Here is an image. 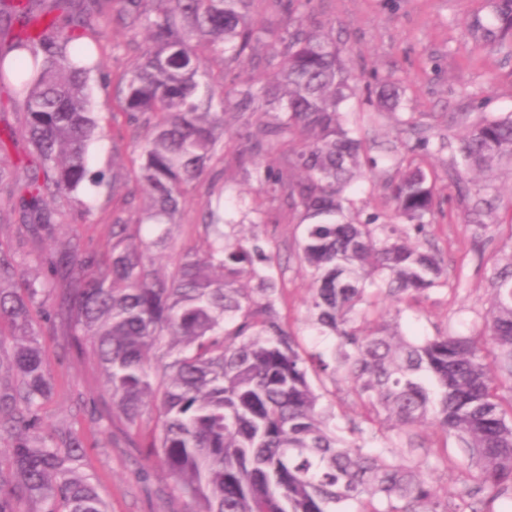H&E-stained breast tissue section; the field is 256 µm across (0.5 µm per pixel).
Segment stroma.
Masks as SVG:
<instances>
[{
	"label": "stroma",
	"mask_w": 512,
	"mask_h": 512,
	"mask_svg": "<svg viewBox=\"0 0 512 512\" xmlns=\"http://www.w3.org/2000/svg\"><path fill=\"white\" fill-rule=\"evenodd\" d=\"M313 15L324 27L334 28L336 40L355 74L371 80L380 76L400 84L404 110L430 127L447 125L448 146L432 158L437 207L433 240L443 253L448 284L432 290L420 310L389 307L382 321H400L409 338L435 335L437 329L467 334L482 326L491 309L490 280L503 259L512 253V164L481 174L476 186L459 189L462 171L457 165L459 114L471 120L512 113V37L486 41L474 34L485 23L495 0H314ZM96 37L104 58L101 71L89 84L95 110L105 131L90 147L92 170L120 169L130 173V152L113 155L111 133L121 127L123 115L112 112L114 85L132 62L138 42L121 26L103 20ZM349 124L364 137L371 155L399 158L414 136L401 133L390 119L368 112L360 99L346 107ZM23 102L10 88L0 87V165L25 162L22 134ZM203 187L188 195L179 226L173 230L169 256L198 245L194 230L200 221ZM121 199L101 194L93 212L76 218L64 199L51 200L56 212L52 240H29L17 215L8 211L0 192V254L27 276L42 272L45 258L68 241L81 239L95 249L107 239L112 212ZM280 271L288 288L287 322L300 327L306 315L304 300L311 283L309 270L293 252L280 254ZM48 366L54 392L40 417L45 431L67 429L84 440L79 470L108 503L109 512H187L173 494L174 479L160 467L146 466L138 451L114 444L105 419L106 397L102 374L91 350L63 353L47 340Z\"/></svg>",
	"instance_id": "1"
}]
</instances>
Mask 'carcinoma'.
Masks as SVG:
<instances>
[{"label": "carcinoma", "mask_w": 512, "mask_h": 512, "mask_svg": "<svg viewBox=\"0 0 512 512\" xmlns=\"http://www.w3.org/2000/svg\"><path fill=\"white\" fill-rule=\"evenodd\" d=\"M312 2L0 0V29L22 23L12 62L0 55V84L22 97L38 161L25 175L0 166V187L17 200L26 235L52 236L49 196H75L81 217L108 184L125 202L100 253L73 239L32 279L0 259V327L13 339L8 351L0 333V442H9L0 512H21L23 501L41 503L39 512H106L78 472L82 437L42 431L38 411L54 383L36 316L65 329L70 352L92 337L108 427L172 475L190 512H499L512 499V399L497 393L512 381V253L492 281L490 318L470 334L444 330L416 344L372 327L381 303L412 308L447 284L430 238L437 197L426 168L446 137L419 138L392 175L365 155L343 112L359 88L333 30L311 22ZM106 5L123 28L148 35L116 82L125 121L112 137L113 151L136 154L141 208L121 171L109 181L89 167L101 131L88 79L103 67L95 34ZM269 11L283 26L260 22ZM484 31L512 34V0H499ZM212 60L223 67L218 85L205 81ZM246 68L254 75L242 80ZM363 101L393 114L401 94L378 83ZM458 153L466 172L512 162V114L465 125ZM219 165L258 185L250 203L233 204L248 223L301 228L292 249L311 273L305 322L334 339L328 355L301 350L284 322L286 288L267 234L226 231L235 222ZM365 172L382 181L400 223L352 207L347 191ZM206 178L201 245L164 273L152 248ZM58 286L48 311L45 293ZM327 380L346 385L360 419L324 402ZM422 426L436 444L420 454ZM451 437L470 466L450 499L429 476L457 466Z\"/></svg>", "instance_id": "obj_1"}]
</instances>
